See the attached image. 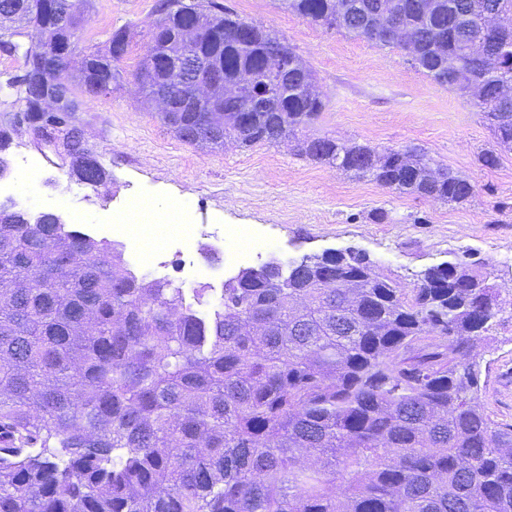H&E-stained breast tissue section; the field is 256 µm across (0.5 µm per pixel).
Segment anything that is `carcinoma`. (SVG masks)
<instances>
[{
    "label": "carcinoma",
    "instance_id": "cac0c4a2",
    "mask_svg": "<svg viewBox=\"0 0 512 512\" xmlns=\"http://www.w3.org/2000/svg\"><path fill=\"white\" fill-rule=\"evenodd\" d=\"M63 0H0V50L29 57L55 38ZM320 26L411 53L441 86L448 68L512 89V40L491 65L466 54L481 8L512 21V0H281ZM153 29L198 15L224 36L219 76L254 73L268 103L162 112L200 149L294 140L307 158L402 194L465 205L467 178L423 155L380 153L299 132L324 102L310 67L270 30L218 0H163ZM104 54L60 73L72 91L116 81ZM288 71H282L283 63ZM512 150V96L475 102ZM69 177L93 188L110 172L77 140ZM0 201V512H512V424L478 403L474 341L500 306L496 285L462 252L419 274L410 292L366 270L353 249L244 268L216 302L133 274L113 243L64 224L52 232Z\"/></svg>",
    "mask_w": 512,
    "mask_h": 512
}]
</instances>
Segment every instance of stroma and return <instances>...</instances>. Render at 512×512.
<instances>
[{"mask_svg": "<svg viewBox=\"0 0 512 512\" xmlns=\"http://www.w3.org/2000/svg\"><path fill=\"white\" fill-rule=\"evenodd\" d=\"M160 2L88 0L78 26L76 67L84 53L106 50L113 30L129 32L118 84L107 93L80 94L75 114L87 148L112 175L109 186L97 190L70 179L62 160L41 151L21 128L0 199L14 198L34 213L59 210L68 219L81 212L84 228L100 240L111 239L112 219L142 196L161 211L183 205L201 229L187 257L208 268L212 300L243 266L222 237L212 235L217 224H250L267 236L250 266L351 247L402 288L413 287L426 267L472 252L502 302L497 325L475 343L484 381L480 404L496 421L512 424V151L498 150L496 166L482 164V153L497 148L472 100L430 80L400 49L310 23L280 0H223L240 18L273 29L312 69L325 108L306 136L380 150L418 148L435 165L468 177L475 196L456 206L401 194L299 156L287 143L241 148L229 141L222 151L203 152L161 124L135 79ZM153 251L155 263L131 264L136 276L168 280L187 292L196 288L175 243Z\"/></svg>", "mask_w": 512, "mask_h": 512, "instance_id": "obj_1", "label": "stroma"}]
</instances>
